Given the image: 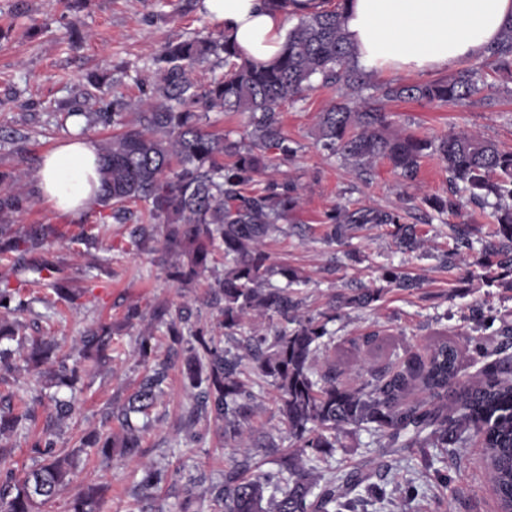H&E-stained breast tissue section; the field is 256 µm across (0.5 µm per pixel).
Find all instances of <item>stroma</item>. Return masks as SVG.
Returning a JSON list of instances; mask_svg holds the SVG:
<instances>
[{
    "label": "stroma",
    "instance_id": "stroma-1",
    "mask_svg": "<svg viewBox=\"0 0 512 512\" xmlns=\"http://www.w3.org/2000/svg\"><path fill=\"white\" fill-rule=\"evenodd\" d=\"M218 24L201 7V0H0V170L37 171L43 156L68 135L57 123L58 111L81 102L87 74H106L114 95L135 102L160 80L154 63L162 47L217 29ZM482 102L460 101L429 104L406 101L390 104L393 129H407L422 137L451 132L477 133L512 151V84L488 77ZM333 88L314 87L302 100L286 104L283 124L297 145L296 156L280 166L278 178L293 180L301 196L299 218L311 225L307 237L277 234L266 242L271 260L299 268L308 281L300 288L302 310H323L336 294L356 287H379L380 266H401L421 281L420 289L384 292L375 309L342 310L332 325V349L324 351L319 368L336 366L340 380L357 386L368 370L380 369L404 351L428 353L442 339L455 344L464 379L475 381L485 360L512 357L497 326L483 327L472 318L475 307L492 311L512 322V291L491 288L476 277L478 252L464 263L444 268L440 255L454 240L449 226L440 221L425 223L428 198L448 195L450 185L442 162L434 156L423 159L415 181L401 182L385 162H378L371 176L362 180L341 159L329 156L315 144L320 112L336 101ZM26 129L31 139L18 151L10 136ZM355 206L401 207L407 221L421 225L423 244L413 253L396 252L385 230L358 232L353 244L365 256L363 262L346 259L341 251L322 242L321 225L326 212L339 203ZM94 213L74 218L53 210L43 200L13 217L14 230L30 224H55L65 233V242L51 249L52 259L63 263L74 285H91L92 291L75 310H63L45 320L39 299L42 288L22 289L24 299L34 300L27 324L55 337L64 354H71L81 336L100 323L112 326V365L83 378L79 383L78 410L57 429V445L71 448L85 433L102 429L107 412L122 405L144 374L136 351L146 325L125 324L131 306L149 310L157 303L172 310L190 307V325H214L215 312L204 305L207 278L180 288L170 281L160 254L136 250L128 243V227L109 224L100 235L96 250L77 254L67 239L82 227L94 224ZM378 331L377 349H352L370 331ZM482 344L486 355L473 352ZM276 392L264 386L260 407L250 424L256 439H274L280 447L290 442L279 419ZM188 399L180 367L169 372L165 394L153 412L145 433L141 459L165 469L168 480L161 497L167 512H173L185 491H193L202 506H209L210 484L224 479L232 464L231 449L220 430L199 422L198 440L185 438L182 415ZM342 446L319 469L348 472L362 470L367 484L386 490V500L365 497L358 512H496L482 464L483 448L469 440L460 447L387 448L377 436L365 431L347 434ZM103 479L108 489L100 512H136L138 474L125 457L116 455L103 463L85 457L75 477L82 483ZM418 493L406 498V482Z\"/></svg>",
    "mask_w": 512,
    "mask_h": 512
}]
</instances>
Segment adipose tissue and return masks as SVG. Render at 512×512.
<instances>
[{"label":"adipose tissue","mask_w":512,"mask_h":512,"mask_svg":"<svg viewBox=\"0 0 512 512\" xmlns=\"http://www.w3.org/2000/svg\"><path fill=\"white\" fill-rule=\"evenodd\" d=\"M202 7L243 58L265 65L283 48L287 16L319 12L328 4L290 0L282 10L267 0H202ZM340 14L360 68L424 77L482 57L512 23V0H343ZM35 189L58 212L93 210L100 189L96 141L72 131L44 157Z\"/></svg>","instance_id":"ef3b65f1"}]
</instances>
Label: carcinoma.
I'll return each mask as SVG.
<instances>
[{
	"instance_id": "obj_1",
	"label": "carcinoma",
	"mask_w": 512,
	"mask_h": 512,
	"mask_svg": "<svg viewBox=\"0 0 512 512\" xmlns=\"http://www.w3.org/2000/svg\"><path fill=\"white\" fill-rule=\"evenodd\" d=\"M354 55L340 12L327 9L298 17L269 66L240 59L224 31L215 30L166 45L156 58L161 82L135 104L116 95L107 103L111 84L102 76L88 77L101 107L94 112L72 107L64 116L84 117V132L99 124L113 129L98 144L100 225L134 221L130 244L142 251L161 245L164 256L176 258L169 278L180 286L213 272L204 304L217 312L224 337L237 340L236 351L224 349L221 338L205 326L185 329L189 316L173 315L166 303L153 305L146 314L137 306L129 308L127 322L147 317L151 325L165 327L172 348L160 358L152 333L141 334L138 355L146 371L127 403L109 412L117 429L92 430L63 453L57 448L56 426L74 412L75 403L59 400L30 444L37 459L33 468L17 475L11 468L13 449L0 445V512H40L73 483L79 455L88 448L103 463L118 448L130 455L140 471L138 502L143 509L154 507V494L167 474L138 460L137 450L152 424L150 410L180 355L192 396L182 417L186 438L196 439L195 426L204 419L243 456L211 488L212 512H355L357 499L349 492L364 477L333 473L327 478L315 474L313 466L333 456L341 435L351 429L378 435L388 448H455L467 434L479 439L500 512H512V360L485 364L482 379L470 384L460 378L457 350L445 340L426 361L411 353L356 388L342 385L336 370L322 371L317 365V353L331 335L328 324L336 320L338 309L372 307L382 289L351 288L333 297L328 310L305 315L297 287L307 277L294 267L272 263L265 250L269 236L284 232L285 224L299 223L300 194L291 180L261 181L259 176L297 153L280 120L281 110L302 98L318 78L339 96L320 115L316 143L357 176L370 174L377 162L385 161L402 181L410 182L432 153L445 163L450 184L448 195L428 200L432 210L457 214L463 193L480 205L494 199L496 227L481 241L478 266L487 286L512 290V151L466 132L432 140L392 131L386 111L397 101L471 100L483 92L484 81L474 70L460 69L425 83L374 84ZM212 57L227 71L205 86L197 84L190 72ZM485 61L512 80V23L503 28ZM215 109L246 116L240 137L204 126L206 113ZM28 177L26 170L0 171V183L7 186L0 191V256L11 262L21 282L51 287L52 295L39 299L47 308H76L87 289L70 287L63 268L45 258L46 247L64 237L58 225L30 224L11 233L10 218L33 203ZM367 225L387 228L403 253L421 247L420 229L405 222V211L383 207L336 205L325 215L322 240L358 262L352 239ZM452 232L456 247L442 254L446 266L465 260L462 249H473L469 225L454 224ZM219 253L224 254L221 273L214 266ZM380 278L393 288L417 287L394 265L381 267ZM29 311L31 302L21 298L19 288L0 281V365L10 366L17 356L35 381L72 388L86 373V363L112 360L111 327L80 337L79 357L70 363L59 355L54 339L21 335L18 317ZM257 316L268 318L269 326L251 323ZM261 380L277 391L280 421L294 447L283 450L274 467L252 477L247 475L250 449L265 447L247 429L258 408L254 386ZM415 386L427 401L407 400ZM13 397L11 392L0 394L1 441L37 421L34 409L11 407ZM104 494L105 486L94 481L78 485L69 512H99Z\"/></svg>"
}]
</instances>
